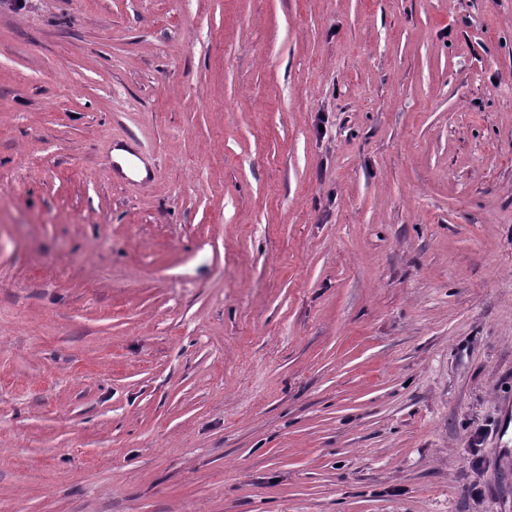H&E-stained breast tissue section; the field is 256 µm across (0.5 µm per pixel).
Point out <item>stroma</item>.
<instances>
[{
    "label": "stroma",
    "mask_w": 512,
    "mask_h": 512,
    "mask_svg": "<svg viewBox=\"0 0 512 512\" xmlns=\"http://www.w3.org/2000/svg\"><path fill=\"white\" fill-rule=\"evenodd\" d=\"M0 512H512V0H0Z\"/></svg>",
    "instance_id": "obj_1"
}]
</instances>
